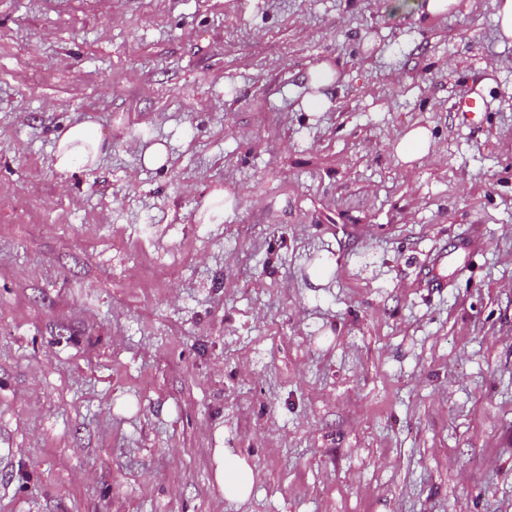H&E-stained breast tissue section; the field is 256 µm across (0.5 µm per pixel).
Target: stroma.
Here are the masks:
<instances>
[{
  "mask_svg": "<svg viewBox=\"0 0 512 512\" xmlns=\"http://www.w3.org/2000/svg\"><path fill=\"white\" fill-rule=\"evenodd\" d=\"M391 2L0 0V512H512V46ZM337 77V71L333 70L328 63H321L311 71L309 85L314 88L316 92L307 94L304 98L303 105L307 112H321L330 105L327 94L319 92L318 89L332 88L335 78L337 79ZM103 143L102 134L93 123L73 124L56 140L54 166L61 173L94 167L103 153ZM435 141L424 127H416L406 132L399 140L397 153L404 162L427 156L434 151ZM212 462L214 479L224 498L244 503L251 495L254 473L247 459L232 448H214Z\"/></svg>",
  "mask_w": 512,
  "mask_h": 512,
  "instance_id": "1",
  "label": "stroma"
}]
</instances>
